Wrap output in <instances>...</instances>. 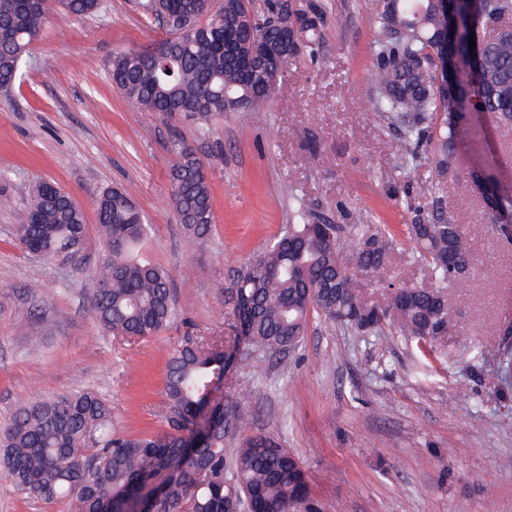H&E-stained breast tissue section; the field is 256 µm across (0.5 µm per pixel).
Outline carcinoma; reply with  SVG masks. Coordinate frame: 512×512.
<instances>
[{"label": "carcinoma", "mask_w": 512, "mask_h": 512, "mask_svg": "<svg viewBox=\"0 0 512 512\" xmlns=\"http://www.w3.org/2000/svg\"><path fill=\"white\" fill-rule=\"evenodd\" d=\"M381 26L379 62L374 78L375 109L401 123L398 151L413 156L423 139L434 170L443 173L460 163L466 110L491 116L512 131V32L485 40L496 19L512 24V0H482L477 8L461 6L467 34L484 43L481 66L461 69L448 91L464 102L448 111V99L433 91L435 36L446 19L434 14L430 0H369ZM61 7L79 17L96 13L102 0H43L34 6L13 0L0 10V84L23 67L28 46L48 15ZM143 10L166 25L168 57L156 64L130 51L110 63L113 83L139 112H180L209 119L227 111L225 97L247 98L242 112L263 108L262 74L224 63V37L236 40L244 59L262 41L283 59L280 28L258 24L251 0H223L210 12L206 0H148ZM208 15L201 23L202 15ZM427 123L426 133L417 124ZM174 163L169 199L188 240H202L214 223L211 187L193 145L170 141ZM28 224L18 227L23 249L33 240L41 257L67 262L85 250L87 225L78 203L49 183H37L27 210ZM103 257L85 281L97 321L117 340L146 338L177 320L171 282L164 270L140 255L147 234L143 217L126 190L104 191L97 201ZM407 237L440 281L448 280V258L458 268L471 265L470 231L442 208L425 224L406 225ZM396 240L390 230L366 223L355 212L353 223L327 224L297 212L277 241L266 246L238 274L228 295L229 327L234 349L223 341L186 336L166 363L164 428L126 433L112 423V408L96 393L80 390L18 405L0 430V478L17 491L46 503L65 502L70 512H117L134 502L153 477L168 475L167 492L150 512H297L308 499L309 483L301 461L272 436L249 435L228 451L226 441L245 431L252 420L233 391L211 400L243 352L284 355L296 349L312 312L363 332L388 321L400 335L432 353L434 331L448 319L444 294L433 288L405 285L390 294L384 307L368 304L355 285L350 263L366 273H380Z\"/></svg>", "instance_id": "1"}]
</instances>
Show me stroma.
<instances>
[{"instance_id": "obj_1", "label": "stroma", "mask_w": 512, "mask_h": 512, "mask_svg": "<svg viewBox=\"0 0 512 512\" xmlns=\"http://www.w3.org/2000/svg\"><path fill=\"white\" fill-rule=\"evenodd\" d=\"M285 2L292 17L319 14L325 34L285 70L287 93L242 120L130 108L112 84L113 57L169 38L141 0H103L86 18L49 15L15 84L0 91V195L12 200L0 207V428L20 402L90 390L117 428L160 430L169 352L188 334L230 336L227 288L296 209L331 224L359 210L398 231L427 222L438 199L472 228V270L447 288L449 331L431 358L394 327L362 333L314 312L284 360L250 355L225 384L252 387L253 432L300 458L317 512H512V244L492 234L470 190L481 168L512 189V132L469 115L462 163L442 176L425 147L401 156L399 126L372 105L381 36L368 0ZM176 136L196 148L213 196L215 222L192 247L168 196ZM40 181L81 206L82 264L20 247L16 230ZM113 186L131 192L147 226L141 253L169 272L185 318L153 338L116 341L84 293L101 256L96 200ZM431 283L405 237L380 280H359L376 303L390 286Z\"/></svg>"}]
</instances>
